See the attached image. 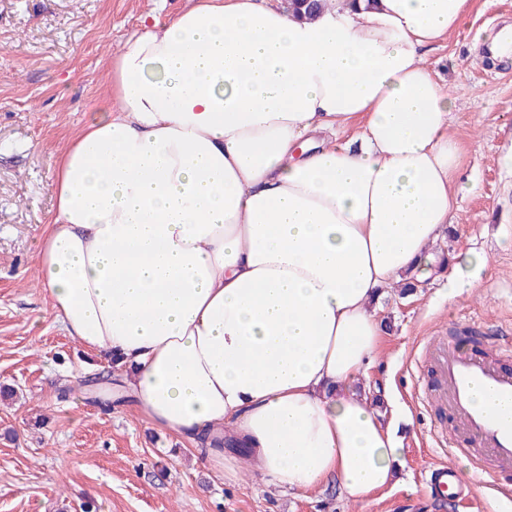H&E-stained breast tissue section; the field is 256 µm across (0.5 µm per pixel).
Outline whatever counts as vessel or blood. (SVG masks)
I'll return each mask as SVG.
<instances>
[{"mask_svg": "<svg viewBox=\"0 0 512 512\" xmlns=\"http://www.w3.org/2000/svg\"><path fill=\"white\" fill-rule=\"evenodd\" d=\"M426 357L433 361L440 380L437 397L448 406V428L439 434L442 445L451 455H468L489 483H497L500 473L512 469V421L475 406L473 394L480 386L512 403V373L487 355L460 349L437 336L431 338ZM427 485L443 501L456 504L470 497L459 467L445 461L430 468Z\"/></svg>", "mask_w": 512, "mask_h": 512, "instance_id": "b4317fda", "label": "vessel or blood"}]
</instances>
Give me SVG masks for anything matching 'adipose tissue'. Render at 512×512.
<instances>
[{"instance_id":"obj_1","label":"adipose tissue","mask_w":512,"mask_h":512,"mask_svg":"<svg viewBox=\"0 0 512 512\" xmlns=\"http://www.w3.org/2000/svg\"><path fill=\"white\" fill-rule=\"evenodd\" d=\"M469 8L194 0L122 41L112 106L60 152L35 262L50 310L226 480V442L280 488L353 502L401 467L354 386L375 302L430 276L464 190L428 55Z\"/></svg>"}]
</instances>
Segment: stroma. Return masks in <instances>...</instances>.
I'll list each match as a JSON object with an SVG mask.
<instances>
[{"label":"stroma","mask_w":512,"mask_h":512,"mask_svg":"<svg viewBox=\"0 0 512 512\" xmlns=\"http://www.w3.org/2000/svg\"><path fill=\"white\" fill-rule=\"evenodd\" d=\"M187 0H0V512H512L468 459L457 464L475 491L458 510L431 499L426 474L442 460L443 413L423 399L430 367L414 357L434 335L462 327L512 335V64L492 65L479 37L512 26V0H472L470 12L429 58L456 98L450 133L462 182L450 231L434 252H478L480 281L447 297V277L421 281L380 304L384 342L371 369L410 415L397 483L366 503L326 481L304 495L243 471L238 482L212 470L188 441L151 427L111 388L74 384L105 376L109 364L67 335L51 314L35 272L50 220L56 159L74 134L110 106L109 61L143 19L167 20Z\"/></svg>","instance_id":"stroma-1"}]
</instances>
